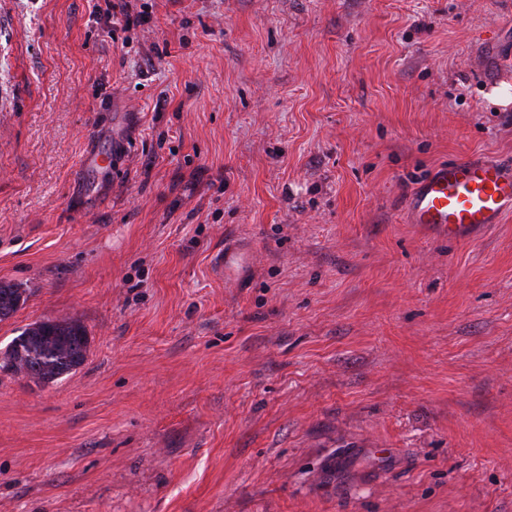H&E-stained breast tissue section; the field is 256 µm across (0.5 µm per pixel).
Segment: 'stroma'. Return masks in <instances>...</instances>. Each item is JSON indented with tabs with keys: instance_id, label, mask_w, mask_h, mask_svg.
I'll return each instance as SVG.
<instances>
[{
	"instance_id": "1",
	"label": "stroma",
	"mask_w": 512,
	"mask_h": 512,
	"mask_svg": "<svg viewBox=\"0 0 512 512\" xmlns=\"http://www.w3.org/2000/svg\"><path fill=\"white\" fill-rule=\"evenodd\" d=\"M136 4L0 0V354L90 340L0 373V512H512V216L405 206L512 162V0ZM512 213V166L494 158L440 164L421 178L409 199L411 223L448 237L500 224ZM25 294V290L17 288L12 284H0V321L11 317L24 304L27 298ZM89 338L76 319H44L18 336L0 361V372L24 374L38 384L75 373L86 361Z\"/></svg>"
}]
</instances>
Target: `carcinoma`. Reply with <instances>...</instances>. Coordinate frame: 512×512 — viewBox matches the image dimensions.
<instances>
[{"label":"carcinoma","instance_id":"cac0c4a2","mask_svg":"<svg viewBox=\"0 0 512 512\" xmlns=\"http://www.w3.org/2000/svg\"><path fill=\"white\" fill-rule=\"evenodd\" d=\"M26 291L12 284L0 287V321L24 304ZM89 338L76 319H44L31 324L0 359V372L23 374L38 384L53 383L75 373L86 361Z\"/></svg>","mask_w":512,"mask_h":512}]
</instances>
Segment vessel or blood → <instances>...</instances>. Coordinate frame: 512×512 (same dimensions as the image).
I'll use <instances>...</instances> for the list:
<instances>
[{
  "mask_svg": "<svg viewBox=\"0 0 512 512\" xmlns=\"http://www.w3.org/2000/svg\"><path fill=\"white\" fill-rule=\"evenodd\" d=\"M512 213V166L494 158L438 165L421 178L409 199L411 223L451 237L501 223Z\"/></svg>",
  "mask_w": 512,
  "mask_h": 512,
  "instance_id": "obj_1",
  "label": "vessel or blood"
}]
</instances>
